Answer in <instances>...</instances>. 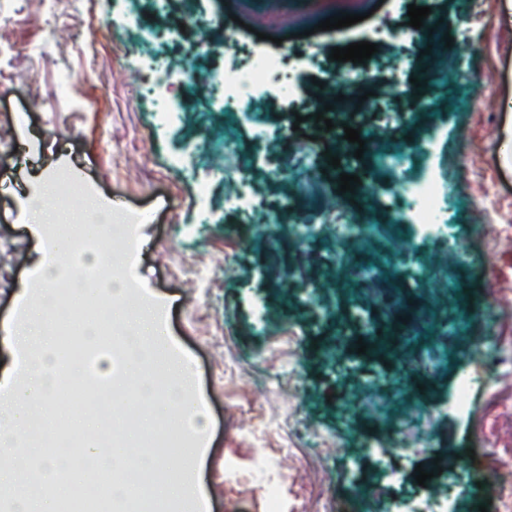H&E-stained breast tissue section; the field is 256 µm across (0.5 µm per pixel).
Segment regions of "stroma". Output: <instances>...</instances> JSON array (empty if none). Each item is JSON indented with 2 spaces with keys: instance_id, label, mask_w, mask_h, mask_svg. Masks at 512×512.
Returning a JSON list of instances; mask_svg holds the SVG:
<instances>
[{
  "instance_id": "35a3bbf8",
  "label": "stroma",
  "mask_w": 512,
  "mask_h": 512,
  "mask_svg": "<svg viewBox=\"0 0 512 512\" xmlns=\"http://www.w3.org/2000/svg\"><path fill=\"white\" fill-rule=\"evenodd\" d=\"M187 11H158L155 0H101L102 17L120 15L87 33V0H0L27 25L0 34L10 58L0 72V371L12 368L7 334L43 253L26 229L25 197L35 175L74 186L54 198L78 210L90 199L123 205L150 219L139 229L137 276L167 317L171 337L194 358L213 418L206 445L211 512H504L512 499V235L495 237L490 223L512 227V0H190ZM430 7L423 28L407 23L409 4ZM361 20L315 31L316 21L342 13ZM294 24L271 29L272 17ZM161 31L145 42L143 28ZM454 39L448 67L432 56L403 62L410 42ZM366 41L379 46L366 63L330 60L332 48ZM194 68L179 73L185 56ZM260 56L297 61L294 93L268 92L242 112L213 101L227 64ZM166 75L155 87L138 72ZM426 80L415 88L411 77ZM346 102L327 111L333 129L311 116L322 85ZM366 96L368 105L346 110ZM264 111L268 141L257 147ZM256 190L252 207L227 196L215 161L225 126ZM366 133L355 157L345 127ZM381 149L406 150L442 183L451 237L425 232L406 213L388 208L407 175L370 167ZM340 159L339 167L327 163ZM358 176L354 195L337 194L341 174ZM365 224H394L412 251L448 254L430 277L409 274L385 288L369 276H340L356 260L325 230L328 214ZM318 220L322 231L301 235ZM279 222L277 246L289 271L281 290L266 273V224ZM470 322L483 337L481 314L497 329L486 349L456 346L432 361L437 319ZM400 334L386 356L357 354L374 333ZM481 379L465 407L448 395L469 379L475 354ZM442 473L420 486L416 466ZM403 483L381 492L388 472Z\"/></svg>"
}]
</instances>
